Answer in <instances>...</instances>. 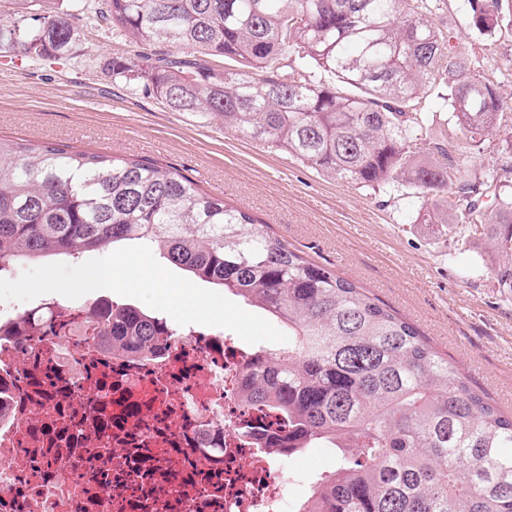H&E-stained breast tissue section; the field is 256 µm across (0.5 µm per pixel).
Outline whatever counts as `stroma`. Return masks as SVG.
<instances>
[{
	"label": "stroma",
	"mask_w": 512,
	"mask_h": 512,
	"mask_svg": "<svg viewBox=\"0 0 512 512\" xmlns=\"http://www.w3.org/2000/svg\"><path fill=\"white\" fill-rule=\"evenodd\" d=\"M469 12L468 0H444L434 22L450 45L477 40ZM78 26L77 58L0 57V137L179 170L391 307L472 386L512 411V288L498 283L512 251L486 240L460 246L418 223L427 201L416 188L376 192L323 176L284 150L170 111L141 84L113 83V59L130 55L133 44L92 12ZM480 72L512 104V41H488Z\"/></svg>",
	"instance_id": "35a3bbf8"
}]
</instances>
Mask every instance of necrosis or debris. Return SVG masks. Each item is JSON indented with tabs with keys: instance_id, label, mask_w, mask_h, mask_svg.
<instances>
[{
	"instance_id": "1",
	"label": "necrosis or debris",
	"mask_w": 512,
	"mask_h": 512,
	"mask_svg": "<svg viewBox=\"0 0 512 512\" xmlns=\"http://www.w3.org/2000/svg\"><path fill=\"white\" fill-rule=\"evenodd\" d=\"M43 307L0 305V512H299L305 468L240 399L249 345L198 323L125 355L88 305Z\"/></svg>"
}]
</instances>
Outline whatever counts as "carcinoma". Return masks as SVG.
<instances>
[{"label":"carcinoma","instance_id":"cac0c4a2","mask_svg":"<svg viewBox=\"0 0 512 512\" xmlns=\"http://www.w3.org/2000/svg\"><path fill=\"white\" fill-rule=\"evenodd\" d=\"M506 0H469V25L512 39ZM112 33L136 45L112 77L142 79L173 112L215 119L346 183L409 184L434 197L418 223L461 244L512 249V164L479 176L425 156L439 96L449 130L482 149L512 106L479 52L448 47L429 17L441 0H103ZM92 0H0V57L65 59ZM165 43L167 55L143 49ZM214 58L236 63L222 71ZM287 59L275 77L252 71ZM354 89L344 93L330 78ZM148 245L190 278L276 321L288 342L257 348L242 396L280 416L284 456L336 452L301 512H512V412L466 381L418 330L317 265L268 226L153 162L0 138V264L77 260ZM109 348L153 353L174 330L137 307L97 309Z\"/></svg>","mask_w":512,"mask_h":512}]
</instances>
